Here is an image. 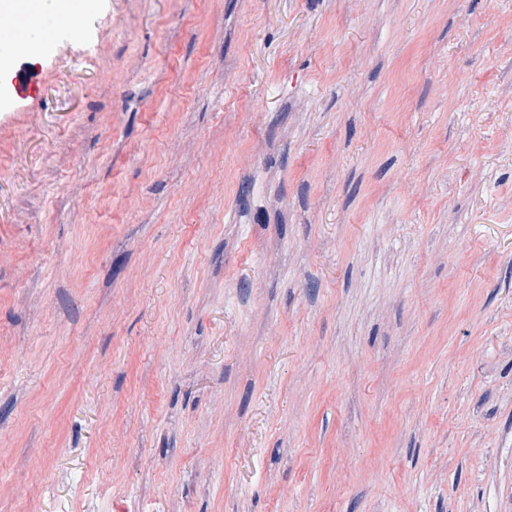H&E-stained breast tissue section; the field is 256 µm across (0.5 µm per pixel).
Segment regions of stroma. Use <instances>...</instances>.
<instances>
[{
	"label": "stroma",
	"mask_w": 512,
	"mask_h": 512,
	"mask_svg": "<svg viewBox=\"0 0 512 512\" xmlns=\"http://www.w3.org/2000/svg\"><path fill=\"white\" fill-rule=\"evenodd\" d=\"M76 19L0 75V512H512V0Z\"/></svg>",
	"instance_id": "stroma-1"
}]
</instances>
